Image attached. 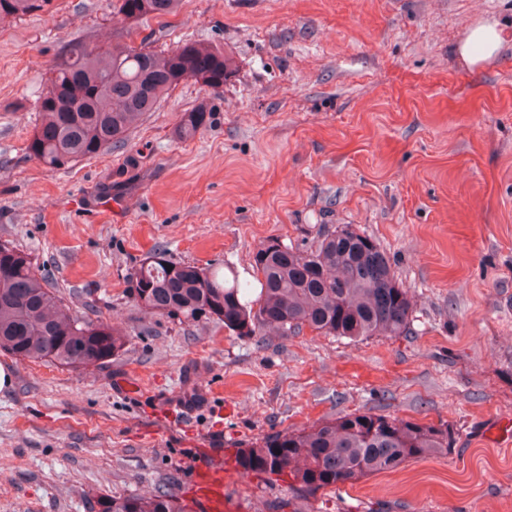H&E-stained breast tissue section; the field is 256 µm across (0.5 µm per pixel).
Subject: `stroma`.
Segmentation results:
<instances>
[{"label":"stroma","mask_w":512,"mask_h":512,"mask_svg":"<svg viewBox=\"0 0 512 512\" xmlns=\"http://www.w3.org/2000/svg\"><path fill=\"white\" fill-rule=\"evenodd\" d=\"M512 0H180L130 24L110 0H53L0 23V243L29 253L77 314L126 336L93 372L0 352V512H88L102 495L184 496L196 467L267 433L355 410L445 421L457 442L298 512H512V47L472 68L454 47ZM224 48L220 93L171 90L125 143L66 170L28 157L63 45ZM193 139L174 130L200 101ZM122 206H93L100 195ZM350 224L414 298L406 335L242 337L145 313L130 276L152 248L253 281L268 237L299 248ZM139 385L129 395L125 385ZM288 484L246 473L229 512ZM212 116L213 108L210 103L201 102L195 105L189 111L184 112L176 128V136L183 140L193 138L201 128L211 123Z\"/></svg>","instance_id":"obj_1"}]
</instances>
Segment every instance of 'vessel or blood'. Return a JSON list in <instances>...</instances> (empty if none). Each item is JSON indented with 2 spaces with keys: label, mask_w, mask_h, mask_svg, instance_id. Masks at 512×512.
Here are the masks:
<instances>
[{
  "label": "vessel or blood",
  "mask_w": 512,
  "mask_h": 512,
  "mask_svg": "<svg viewBox=\"0 0 512 512\" xmlns=\"http://www.w3.org/2000/svg\"><path fill=\"white\" fill-rule=\"evenodd\" d=\"M242 468L238 463L236 449H227L219 462L200 465L187 491V500L196 512H226L224 489L232 479L240 477Z\"/></svg>",
  "instance_id": "vessel-or-blood-1"
}]
</instances>
